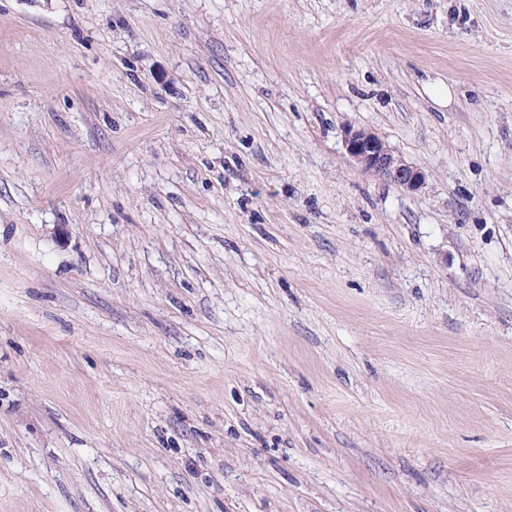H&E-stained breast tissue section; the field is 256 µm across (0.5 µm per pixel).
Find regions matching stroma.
Wrapping results in <instances>:
<instances>
[{
    "label": "stroma",
    "instance_id": "stroma-1",
    "mask_svg": "<svg viewBox=\"0 0 512 512\" xmlns=\"http://www.w3.org/2000/svg\"><path fill=\"white\" fill-rule=\"evenodd\" d=\"M0 512H512V0H0ZM345 151L365 174L399 185L408 192H418L426 182V173L395 155L374 132L349 128L345 133Z\"/></svg>",
    "mask_w": 512,
    "mask_h": 512
}]
</instances>
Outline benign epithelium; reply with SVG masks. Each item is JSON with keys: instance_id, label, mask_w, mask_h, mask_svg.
Masks as SVG:
<instances>
[{"instance_id": "1", "label": "benign epithelium", "mask_w": 512, "mask_h": 512, "mask_svg": "<svg viewBox=\"0 0 512 512\" xmlns=\"http://www.w3.org/2000/svg\"><path fill=\"white\" fill-rule=\"evenodd\" d=\"M345 151L364 173L394 183L408 192L419 191L426 182V173L394 154L374 132L350 128L345 133Z\"/></svg>"}]
</instances>
